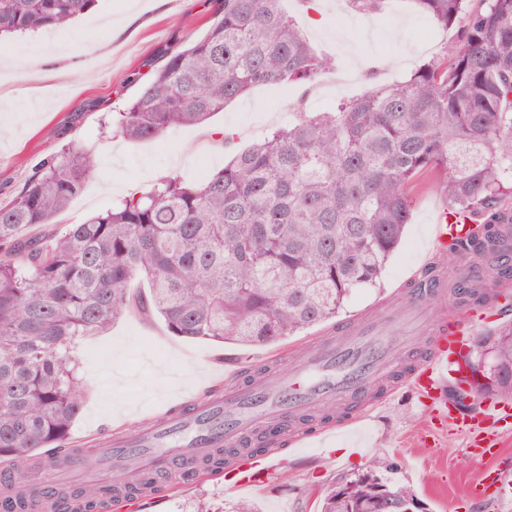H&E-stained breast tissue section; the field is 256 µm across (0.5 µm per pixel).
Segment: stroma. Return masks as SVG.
Masks as SVG:
<instances>
[{
	"label": "stroma",
	"mask_w": 512,
	"mask_h": 512,
	"mask_svg": "<svg viewBox=\"0 0 512 512\" xmlns=\"http://www.w3.org/2000/svg\"><path fill=\"white\" fill-rule=\"evenodd\" d=\"M306 38L335 56V69L306 85L258 86L208 123L167 132L153 141L131 142L100 133L106 116L123 111L138 91L136 77L148 59L201 37L212 17V0H97L70 28H46L0 38V204L8 202L33 167L68 144H84L100 159L97 174L53 223L56 232L119 203L121 195L164 176L197 180L222 169L234 152L263 139L300 112H316L351 99L370 86L389 84L424 62L452 53L456 31L432 26L408 0H390L385 14L336 21V0H323L314 22L297 0H284ZM62 45L47 60L51 45ZM236 135L233 147L217 143L215 129ZM413 211L405 236L380 283L355 291L338 314L346 321L388 303L398 304L401 286L432 256L431 226L448 203L432 179L412 187ZM330 329L322 324L262 346H239L169 335L161 321L129 313L104 335L78 349L86 404L73 424L69 446L98 462L102 443L151 427L176 392L207 398L225 369L287 374ZM430 418L406 398L378 406L353 429L334 433L320 453L290 457L267 484L243 491L223 472L186 479L184 471L164 482L163 512H233L238 502L256 512H317L330 482L391 462V480L405 484L426 512H512V472L492 482L484 498L468 494L477 471L512 468V432L502 440L504 460L470 458L463 435L447 430L429 438Z\"/></svg>",
	"instance_id": "obj_1"
}]
</instances>
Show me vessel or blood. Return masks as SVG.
<instances>
[{"label": "vessel or blood", "mask_w": 512, "mask_h": 512, "mask_svg": "<svg viewBox=\"0 0 512 512\" xmlns=\"http://www.w3.org/2000/svg\"><path fill=\"white\" fill-rule=\"evenodd\" d=\"M435 248L451 243L469 246L471 228L439 222L432 227ZM433 266L422 267L402 288L400 307L379 310L376 317H359L337 325L328 337L310 349L306 359L288 376L267 378L228 373L223 398L192 407L185 414L162 421L153 431L117 443L112 466L122 469L137 462L149 482L172 467H188L202 456V443L229 450L240 478L238 489L247 490L271 478L283 463L281 449L264 448L248 454L250 445L265 422H282L304 414L309 406L338 399L351 402L349 416L325 423L323 433L351 426L365 418L377 399L391 400L410 389L434 419L451 422L467 437L466 450L475 458L497 456L501 437L512 418V406L487 404L488 423L479 422L472 410L448 402L443 394L446 380L460 372L473 339L469 314L457 310L453 318L428 319L425 305L441 290ZM398 322L411 328L431 324L429 347L413 349L400 370H392L387 348L376 339L381 324Z\"/></svg>", "instance_id": "b4317fda"}]
</instances>
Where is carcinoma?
I'll return each instance as SVG.
<instances>
[{"label":"carcinoma","mask_w":512,"mask_h":512,"mask_svg":"<svg viewBox=\"0 0 512 512\" xmlns=\"http://www.w3.org/2000/svg\"><path fill=\"white\" fill-rule=\"evenodd\" d=\"M96 0H0V36L65 28ZM282 0H215L205 34L165 51L159 68L104 132L151 140L201 125L259 85L307 83L335 66L314 49ZM377 15L387 0H346ZM445 30L459 28L450 59L304 112L199 182L162 177L61 235L51 224L94 175L98 161L69 144L33 168L0 205V464L16 480L6 497L24 512H99L110 486L43 492L34 467L42 448L67 449L83 410L77 349L129 310L158 318L176 337L261 345L336 318L357 289L377 285L410 223L411 186L437 179L449 212L476 222L485 249L453 245L441 264L471 266L470 302L502 270L483 261L512 227V0H413ZM135 280L146 288L131 291ZM498 366L486 391L512 399V320L475 337ZM366 473L335 480L320 512H409L410 488ZM146 477L121 482L141 491Z\"/></svg>","instance_id":"obj_1"}]
</instances>
